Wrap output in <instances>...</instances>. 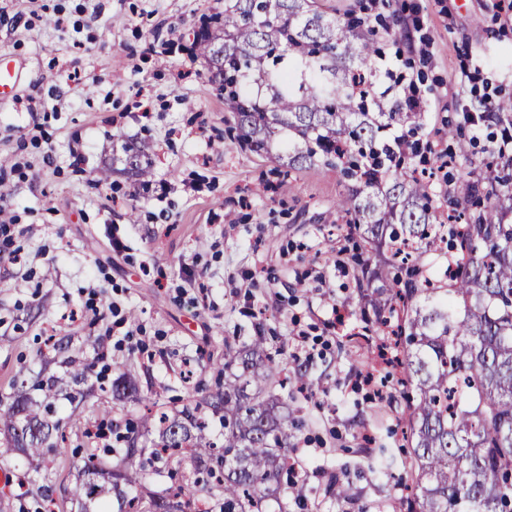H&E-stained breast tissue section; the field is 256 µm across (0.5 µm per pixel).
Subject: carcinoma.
I'll list each match as a JSON object with an SVG mask.
<instances>
[{"instance_id": "obj_1", "label": "carcinoma", "mask_w": 512, "mask_h": 512, "mask_svg": "<svg viewBox=\"0 0 512 512\" xmlns=\"http://www.w3.org/2000/svg\"><path fill=\"white\" fill-rule=\"evenodd\" d=\"M195 50L235 115L239 145L265 154L277 147L290 171L323 164L346 181L337 209L368 253L353 256L362 314L396 316L404 342L396 361L414 392L404 512H512V173L463 179L448 190L456 218L448 223V259L461 253L466 261L434 288L425 263L435 229L431 187L403 170L416 156L414 132L381 136L395 125H418L421 113L375 92L382 52L367 19L352 11L341 21L319 0H224ZM464 119L512 134V98ZM62 364L66 378L43 384L20 372L13 396L0 399V460L14 453L35 460L32 482L47 503L54 472L45 456L63 436L53 399L62 392L74 404L72 420L94 396L74 392L94 361L71 354ZM220 374L224 384L195 405L161 414L150 452L133 427L122 448L86 449L69 490L78 512H107L114 490L124 492V512H187L182 498L199 491L218 512H266L263 501L279 498L294 463L288 424L295 409L274 392L281 371L262 336L241 349L224 345ZM210 413L222 414L220 447L207 437ZM171 450L187 453L192 470L177 493L158 495L145 487L136 460L148 454L166 462Z\"/></svg>"}]
</instances>
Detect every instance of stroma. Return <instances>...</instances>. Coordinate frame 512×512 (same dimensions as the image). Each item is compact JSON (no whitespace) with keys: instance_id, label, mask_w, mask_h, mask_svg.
<instances>
[{"instance_id":"obj_1","label":"stroma","mask_w":512,"mask_h":512,"mask_svg":"<svg viewBox=\"0 0 512 512\" xmlns=\"http://www.w3.org/2000/svg\"><path fill=\"white\" fill-rule=\"evenodd\" d=\"M407 39L386 60L423 103L420 135L453 153L450 176H488L497 127H469L462 109L512 97V12L496 0H393ZM224 0H0V56L23 67L0 102V205L11 245L0 254V396L20 368L62 375L56 345L83 348L103 384L129 375L138 395L103 394L138 421L146 401L182 408L214 385L224 347L266 339L305 390L284 394L303 421L293 442L302 468L284 488L285 512H399L409 480L407 392L390 401L357 384L382 334L360 317L353 254L359 239L336 202L335 170L283 176L233 143L235 118L197 57L193 32ZM462 128L449 139L447 124ZM144 149L148 178L129 163ZM141 327L144 348L117 346ZM43 351L49 365L36 360ZM53 453L54 512H74L81 427L65 424ZM0 512H36L28 460L6 466ZM343 479L350 501L327 488Z\"/></svg>"}]
</instances>
